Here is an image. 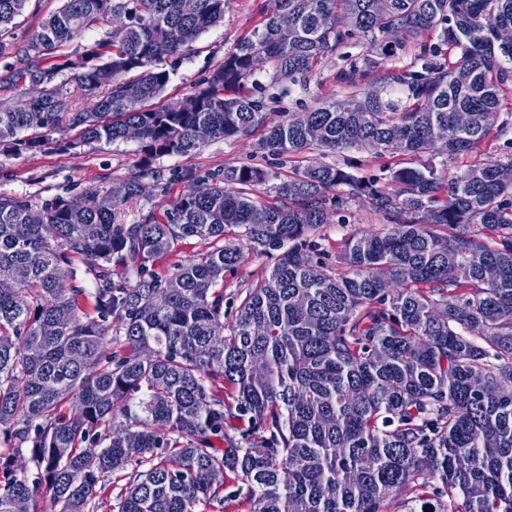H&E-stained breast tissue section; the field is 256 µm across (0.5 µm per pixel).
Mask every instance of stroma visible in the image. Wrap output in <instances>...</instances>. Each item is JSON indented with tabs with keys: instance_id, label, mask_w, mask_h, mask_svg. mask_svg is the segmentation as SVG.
<instances>
[{
	"instance_id": "stroma-1",
	"label": "stroma",
	"mask_w": 512,
	"mask_h": 512,
	"mask_svg": "<svg viewBox=\"0 0 512 512\" xmlns=\"http://www.w3.org/2000/svg\"><path fill=\"white\" fill-rule=\"evenodd\" d=\"M259 16L254 0H231L222 25L204 32L194 50L174 68L163 93L164 99H178L190 94L194 87L207 78L224 59L237 39L257 24ZM346 60L339 55L328 56L307 80L306 86H269L267 75H258L255 96L278 95V112H299L304 106L331 101L344 95L345 88L336 80L338 70L345 68ZM76 132L55 135L53 142L43 151L10 156L0 152V194L23 197L35 206L57 197H76L91 189L108 187L112 182L137 173L141 154L138 142L118 141L110 145L90 144L70 149L68 140L76 139ZM253 163L277 168L281 180H288L292 164H277L258 147L257 137L246 139H216L192 157H165L157 160L156 167L162 181L167 184L166 200H173L186 192L189 183L186 173L204 176L227 165ZM353 218L348 224L322 225L317 235L320 251L328 262H335L344 239L358 229L375 228L379 217L368 199L359 198L351 203ZM270 264L269 258L242 249L237 265L224 273V315L232 317L241 293L255 284L261 272Z\"/></svg>"
}]
</instances>
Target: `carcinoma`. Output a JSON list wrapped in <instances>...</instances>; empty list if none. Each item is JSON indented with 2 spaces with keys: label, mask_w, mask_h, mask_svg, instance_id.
Returning <instances> with one entry per match:
<instances>
[{
  "label": "carcinoma",
  "mask_w": 512,
  "mask_h": 512,
  "mask_svg": "<svg viewBox=\"0 0 512 512\" xmlns=\"http://www.w3.org/2000/svg\"><path fill=\"white\" fill-rule=\"evenodd\" d=\"M28 2L0 0L1 56ZM228 5L62 0L0 76V88H42L0 106L6 151L66 130L71 146L112 144L136 126L142 152L139 174L104 190L39 208L0 196V512L19 499L47 512L46 495L53 512L245 500L253 512H512V160L450 174L423 160L509 132L485 115L512 89V45L495 39L512 0H258L259 22L202 86L156 105ZM115 13L131 26L76 58L60 51ZM424 35L435 42L411 65H387ZM347 45L366 54L337 73L343 96L268 121L248 91L256 74L296 84ZM72 80L92 106L65 111ZM255 133L296 163L275 196L260 187L278 172L243 163L204 177L207 194L114 223L147 180L159 187L156 160ZM363 148L415 165L359 177L349 153ZM314 149L343 164H298ZM361 196L382 224L346 238L337 273L315 235L333 216L348 223ZM229 232L274 263L226 324L224 271L240 254ZM192 239L202 249L158 272ZM233 419L249 424L238 441ZM114 473L126 480L115 496Z\"/></svg>",
  "instance_id": "carcinoma-1"
}]
</instances>
